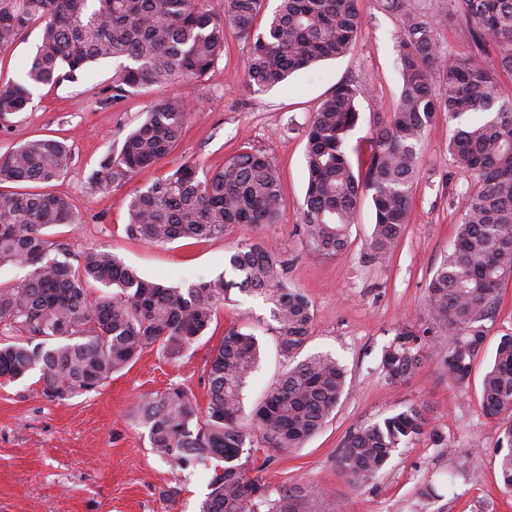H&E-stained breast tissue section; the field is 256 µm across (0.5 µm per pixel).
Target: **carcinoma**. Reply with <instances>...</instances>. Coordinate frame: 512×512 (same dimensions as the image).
<instances>
[{
	"mask_svg": "<svg viewBox=\"0 0 512 512\" xmlns=\"http://www.w3.org/2000/svg\"><path fill=\"white\" fill-rule=\"evenodd\" d=\"M262 2L222 0L217 12L207 0H0V50L29 23L42 24L25 82L0 86V116L28 111L31 87L72 81L87 64L101 60L115 62L114 103L176 78L208 80L217 74L228 28L252 42L248 82L265 91L320 60L347 55L365 25L358 0H278L261 29L256 21ZM383 9L399 19L397 105L373 131L363 173L354 171L347 155V138L359 119L355 101L363 89L341 83L314 112L305 131L302 234L315 252L343 253L359 200L369 196L375 224L364 259L394 252L411 213L424 131L440 112L450 121L482 115L454 130L449 140L456 167L473 179V189L453 246L427 286L432 325L395 330L381 359L389 384L407 381L437 356L448 379L462 386L484 346L485 321L496 309L502 281L512 273V101L502 98L499 83L500 73L512 75V0H454L476 51L451 63L441 56L413 0H383ZM489 44L497 49L493 61L485 57ZM438 73L441 94L433 89ZM187 119L180 98L155 105L120 151L91 173V184L121 186L154 165L179 143ZM70 163L69 150L58 140L32 139L0 153V186L46 184ZM279 198L276 163L260 151H241L212 174L185 163L130 197L125 232L151 244L222 239L231 224L278 223ZM76 223L66 197L0 189V267L29 269L21 282L0 287V378L15 380L37 369L42 394L65 401L97 390L149 348L180 358L210 327L231 291L263 298L271 304L277 349L288 370L250 413L243 390L258 366L260 348L254 334L239 328L228 330L213 350L206 408L180 384L136 405L156 455L181 470L212 466L201 512H261L269 493L254 474L252 438L278 451L302 446L322 429L347 386L345 369L328 355L295 362L311 334L309 300L290 286L284 262L263 239L240 244L228 255L234 278L174 288L141 277L103 249L57 259L65 248L46 230ZM93 283L106 291L89 297ZM480 405L488 416L512 415V335L500 338L482 378ZM425 436L442 441L425 410L408 405L349 433L339 449L340 469L353 486H366L400 445ZM497 448L500 482L511 494L512 420ZM273 509L319 512V504L316 496L294 488Z\"/></svg>",
	"mask_w": 512,
	"mask_h": 512,
	"instance_id": "obj_1",
	"label": "carcinoma"
}]
</instances>
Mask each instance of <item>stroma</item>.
Listing matches in <instances>:
<instances>
[{"mask_svg":"<svg viewBox=\"0 0 512 512\" xmlns=\"http://www.w3.org/2000/svg\"><path fill=\"white\" fill-rule=\"evenodd\" d=\"M435 31L442 56L454 60L474 51L473 40L438 0H417ZM365 25L353 51L294 73L287 84L257 92L245 65L248 42L228 33L217 63L219 75L205 81L152 85L120 103L112 101V61L89 64L77 79L33 89L30 111L0 116V152L33 138L52 137L71 150L69 169L48 186L68 197L78 223L55 227V239L70 255L101 248L150 280L188 287L224 272V259L238 244L268 241L286 261V279L309 297L314 322L304 355L327 354L346 368L348 386L328 423L301 447L277 451L253 440V459L270 484L271 499L298 487L314 493L321 512H512V496L500 490L496 443L503 420L479 405L482 374L501 336L512 334V277L501 288L496 310L485 323L487 338L468 386L457 387L439 359L428 361L408 381L390 385L381 373L382 353L397 327L428 324L427 285L452 247L471 181L448 150L452 127L438 115L423 135L419 179L410 222L396 251L375 261L363 258L375 222L370 197L361 198L350 244L341 255L314 252L302 231L301 211L308 175L305 130L336 84L361 86L359 121L348 138L353 164L367 165L369 138L396 107V16L380 0H359ZM39 23L0 52V86L22 80L40 38ZM182 97L189 109L176 149L121 186L102 189L89 181L100 161L119 150L156 104ZM272 157L281 176L280 223L229 226L217 240H176L149 245L127 237L131 195L166 178L185 162L203 171L223 169L239 148ZM270 306L232 292L207 332L184 356L172 361L146 350L137 362L112 375L96 391L65 402L47 400L37 372L0 378V512H199L211 470L182 471L150 448L134 408L150 394L178 383L207 405L205 365L225 331L254 334L263 349L259 369L244 391L253 408L286 370L276 350ZM425 409L443 437L441 445L421 438L401 445L370 485L357 489L337 461L346 436L405 406ZM477 471L476 480L458 468ZM433 482L432 497L419 490Z\"/></svg>","mask_w":512,"mask_h":512,"instance_id":"obj_1","label":"stroma"}]
</instances>
